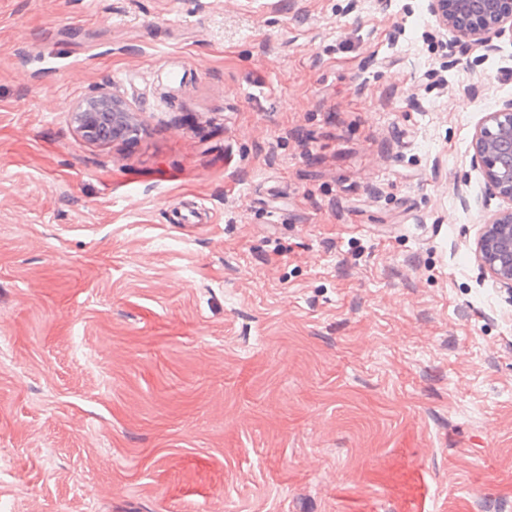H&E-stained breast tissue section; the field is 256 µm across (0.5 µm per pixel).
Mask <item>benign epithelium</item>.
<instances>
[{"label":"benign epithelium","mask_w":512,"mask_h":512,"mask_svg":"<svg viewBox=\"0 0 512 512\" xmlns=\"http://www.w3.org/2000/svg\"><path fill=\"white\" fill-rule=\"evenodd\" d=\"M437 23L466 47H493V39L512 35V0H430ZM133 108L116 95L98 91L72 110L84 137L110 141L136 132ZM473 160L489 188L508 207L485 220L475 241L482 271L512 290V100L488 113L472 137Z\"/></svg>","instance_id":"obj_1"}]
</instances>
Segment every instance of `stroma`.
Segmentation results:
<instances>
[{"mask_svg": "<svg viewBox=\"0 0 512 512\" xmlns=\"http://www.w3.org/2000/svg\"><path fill=\"white\" fill-rule=\"evenodd\" d=\"M510 99L428 0H0V512H512ZM133 108L116 95L97 91L72 110L77 127L85 138L111 141L137 131L132 123ZM471 144L489 188L509 204L485 220L475 255L486 275L512 291V100L488 113Z\"/></svg>", "mask_w": 512, "mask_h": 512, "instance_id": "1", "label": "stroma"}]
</instances>
